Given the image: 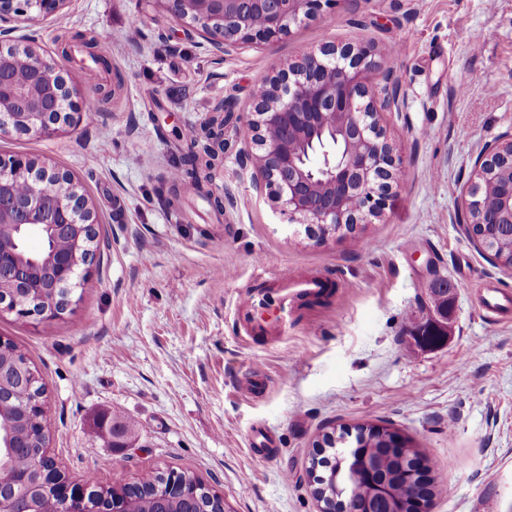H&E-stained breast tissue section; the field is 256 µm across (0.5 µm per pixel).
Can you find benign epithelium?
Listing matches in <instances>:
<instances>
[{
	"instance_id": "1",
	"label": "benign epithelium",
	"mask_w": 512,
	"mask_h": 512,
	"mask_svg": "<svg viewBox=\"0 0 512 512\" xmlns=\"http://www.w3.org/2000/svg\"><path fill=\"white\" fill-rule=\"evenodd\" d=\"M68 0H0V36L11 33L13 18L59 12ZM179 24L206 23L205 37L220 49L236 41L271 43L291 27L318 15L332 0H155ZM28 52L26 77H9V54L0 47V136L9 132L50 137L59 125L84 118L86 107L72 110L69 90L57 63L33 48ZM370 48L326 43L288 61L279 73L253 90L252 117L247 134L257 141L253 159L259 178L255 188H266L288 215L325 242L345 233L347 224H368L382 215L389 190L400 169L388 144L380 114L399 110V98L389 94L393 71L372 82ZM28 181L18 196L13 183ZM72 177L28 160L0 157V243L30 227H42L52 236L67 235L70 255L50 251L39 259L25 258L0 247V280H30L45 275L53 290L39 288L14 299L12 314L24 322L56 319L63 305L56 289L74 277L90 273L92 257L86 232L94 230V215L78 188L73 195L61 186ZM500 186L496 196L484 192L487 183ZM466 224H512V133L489 144L476 157L469 176ZM37 480L53 490L66 505L86 500L88 488L62 481L49 462L35 460L18 475L17 484ZM197 487L168 474L157 489L161 500L177 496L192 503Z\"/></svg>"
}]
</instances>
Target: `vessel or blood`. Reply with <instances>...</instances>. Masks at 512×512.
<instances>
[{
	"label": "vessel or blood",
	"instance_id": "b4317fda",
	"mask_svg": "<svg viewBox=\"0 0 512 512\" xmlns=\"http://www.w3.org/2000/svg\"><path fill=\"white\" fill-rule=\"evenodd\" d=\"M280 287L275 296L249 295L241 298L236 306V320L247 334H267L276 325L287 324L301 298L321 296L328 282L319 277L298 278L291 271L276 272ZM483 309L496 314L512 311V294L494 288L486 289L480 298Z\"/></svg>",
	"mask_w": 512,
	"mask_h": 512
}]
</instances>
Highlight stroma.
Segmentation results:
<instances>
[{"label":"stroma","instance_id":"stroma-1","mask_svg":"<svg viewBox=\"0 0 512 512\" xmlns=\"http://www.w3.org/2000/svg\"><path fill=\"white\" fill-rule=\"evenodd\" d=\"M104 30L123 79L114 100L52 137H0V156L71 176L96 213L100 250L62 318L0 315V339L45 387L58 467L111 487L150 469L189 472L226 512H319L307 475L316 441L376 424L425 448L440 489L431 512H512V317L476 303L482 288L512 293V270L461 225L477 153L512 131V0H335L274 44L223 53L153 0H68L19 17L0 44L60 61L80 104L92 93L81 46L64 61L56 38ZM324 42L386 50L380 67L395 71L403 105L383 126L404 176L381 217L319 242L256 191L245 123L253 88ZM220 106L223 158L202 187L173 182L187 131ZM258 256L337 280V292L299 305L282 334L247 337L234 310ZM439 278L453 286L447 337L425 348L414 337ZM256 365L258 396L242 390ZM112 412L132 422L130 447L98 429ZM268 432L273 453L254 455L249 436Z\"/></svg>","mask_w":512,"mask_h":512}]
</instances>
